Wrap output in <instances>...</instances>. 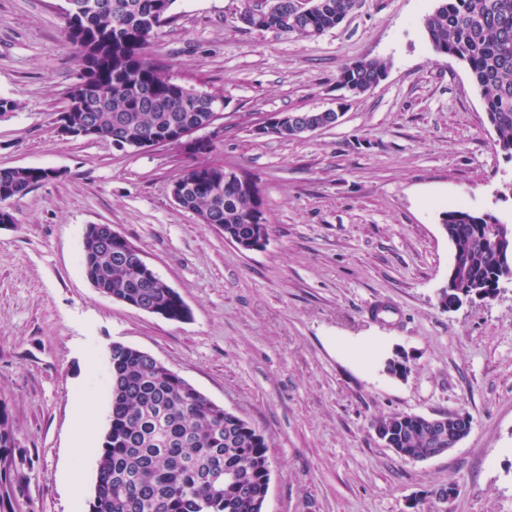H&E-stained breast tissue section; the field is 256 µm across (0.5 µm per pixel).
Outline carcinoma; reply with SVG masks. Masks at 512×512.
Wrapping results in <instances>:
<instances>
[{"mask_svg": "<svg viewBox=\"0 0 512 512\" xmlns=\"http://www.w3.org/2000/svg\"><path fill=\"white\" fill-rule=\"evenodd\" d=\"M89 33L72 26L66 43L76 50L80 81L67 94L60 120L73 127L94 125L101 139L122 141L175 126L209 125L218 96L188 87L150 57L154 31L170 19L175 0H74ZM296 20L271 7L267 27L316 38L340 25L355 0H315ZM433 50L465 64L496 126L497 146L512 159V0H437L421 20ZM387 63L363 59L343 67L337 82L352 95L368 91ZM49 180L38 167L1 168L0 204ZM180 207L202 223L221 224L224 237L247 250L255 236H268L256 183L242 191L224 182V167L211 164L181 175ZM441 225L459 270L456 288L438 292L442 308L462 296L489 294L512 276V224L465 208L442 213ZM109 224H91L83 239L88 281L113 299L145 306L182 322L190 310L179 293L124 255L130 242L106 237ZM111 404L90 512H263L269 488L268 446L259 431L209 400L188 381L146 352L114 342L108 348ZM388 447L401 458L426 459L446 446L421 415L377 420ZM30 461L0 409V512H12L23 491Z\"/></svg>", "mask_w": 512, "mask_h": 512, "instance_id": "carcinoma-1", "label": "carcinoma"}]
</instances>
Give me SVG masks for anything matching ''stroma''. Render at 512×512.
I'll list each match as a JSON object with an SVG mask.
<instances>
[{
  "mask_svg": "<svg viewBox=\"0 0 512 512\" xmlns=\"http://www.w3.org/2000/svg\"><path fill=\"white\" fill-rule=\"evenodd\" d=\"M263 0H175L149 51L186 86L222 97L207 153L65 140L54 123L80 80L65 0H0V168L57 176L8 201L0 224V403L33 464L14 512H90L110 409L112 343L149 353L265 437L264 512H512V285L445 311L462 205L512 224V160L466 67L437 54L435 0H356L304 39L238 16ZM380 59L351 96L341 68ZM342 109L296 139L257 135L272 112ZM215 164L256 180L266 246L243 252L180 207L171 184ZM108 224L191 310L178 323L101 293L83 269L88 225ZM404 358L402 376L384 361ZM96 419L78 437L73 405ZM466 413L469 434L425 461L399 457L377 420ZM81 495H74V486ZM454 486L435 502L430 492Z\"/></svg>",
  "mask_w": 512,
  "mask_h": 512,
  "instance_id": "stroma-1",
  "label": "stroma"
}]
</instances>
